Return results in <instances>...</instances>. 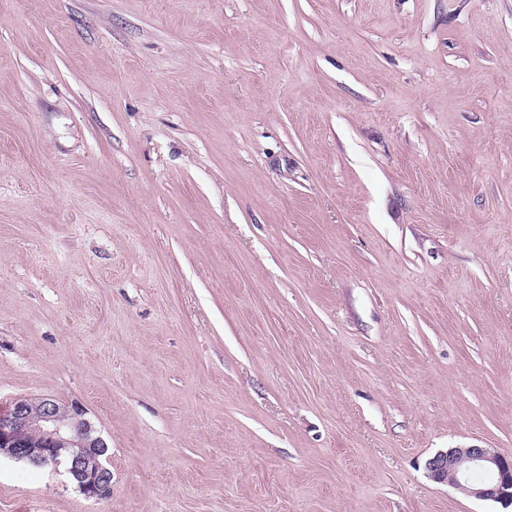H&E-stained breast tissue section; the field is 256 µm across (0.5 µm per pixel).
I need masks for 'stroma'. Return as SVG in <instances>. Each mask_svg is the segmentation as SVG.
<instances>
[{
  "label": "stroma",
  "mask_w": 512,
  "mask_h": 512,
  "mask_svg": "<svg viewBox=\"0 0 512 512\" xmlns=\"http://www.w3.org/2000/svg\"><path fill=\"white\" fill-rule=\"evenodd\" d=\"M112 495L0 512H512V0H0V412ZM85 414L76 402L64 406L48 397L16 400L6 413L0 414V456L5 454L35 466H58L62 463L61 451L72 447L62 452L67 457L72 450L79 451L65 462L72 482L86 497L108 499L112 495V472L102 462L108 445L93 434ZM33 432L40 433L45 444L39 447L38 441V447L32 446ZM102 448L106 450L99 456ZM429 477L446 483L468 497L512 505V457L492 448H448L426 463ZM493 471L497 479L492 483L476 484L468 481L475 470Z\"/></svg>",
  "instance_id": "stroma-1"
}]
</instances>
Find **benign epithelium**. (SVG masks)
Returning <instances> with one entry per match:
<instances>
[{"instance_id": "obj_1", "label": "benign epithelium", "mask_w": 512, "mask_h": 512, "mask_svg": "<svg viewBox=\"0 0 512 512\" xmlns=\"http://www.w3.org/2000/svg\"><path fill=\"white\" fill-rule=\"evenodd\" d=\"M34 432L45 444L35 447ZM72 447L79 452L61 459V451ZM107 443L94 435L78 403L68 406L53 398L19 399L0 414V455L35 466L65 464L76 487L87 497L105 500L112 495V472L98 461ZM429 477L446 483L468 497L512 505V457L492 448H450L426 463Z\"/></svg>"}]
</instances>
